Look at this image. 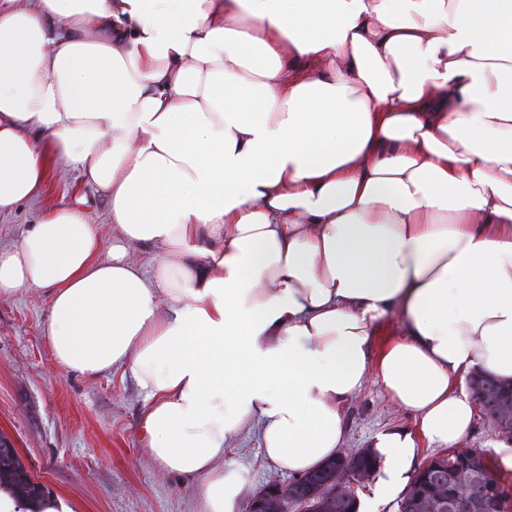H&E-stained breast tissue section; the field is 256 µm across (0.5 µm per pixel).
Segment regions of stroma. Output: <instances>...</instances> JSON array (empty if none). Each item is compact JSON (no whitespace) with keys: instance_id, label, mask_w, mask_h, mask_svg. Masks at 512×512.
Returning <instances> with one entry per match:
<instances>
[{"instance_id":"35a3bbf8","label":"stroma","mask_w":512,"mask_h":512,"mask_svg":"<svg viewBox=\"0 0 512 512\" xmlns=\"http://www.w3.org/2000/svg\"><path fill=\"white\" fill-rule=\"evenodd\" d=\"M60 204L79 208L91 223L108 222L102 191L77 172H54L38 200L0 214V244L19 243ZM50 297L46 288L0 297V433L47 490L78 512H199L196 481L161 474L144 453L138 424L146 396L130 374L119 368L90 378L57 365L46 336ZM343 415L346 453L368 447L378 431L418 425L372 381L344 404ZM224 468L254 492L290 479L263 457L254 430L232 438Z\"/></svg>"}]
</instances>
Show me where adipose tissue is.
Returning <instances> with one entry per match:
<instances>
[{"instance_id":"1","label":"adipose tissue","mask_w":512,"mask_h":512,"mask_svg":"<svg viewBox=\"0 0 512 512\" xmlns=\"http://www.w3.org/2000/svg\"><path fill=\"white\" fill-rule=\"evenodd\" d=\"M54 169L110 227L48 211L0 296L50 289L63 370L130 373L200 512H237L247 427L303 474L377 377L419 421L371 444L391 493L420 444L459 447L466 376L512 379V0H0V213ZM0 512L77 508L3 483Z\"/></svg>"}]
</instances>
